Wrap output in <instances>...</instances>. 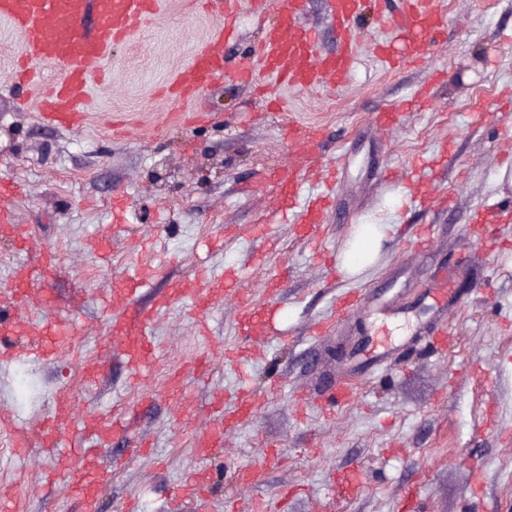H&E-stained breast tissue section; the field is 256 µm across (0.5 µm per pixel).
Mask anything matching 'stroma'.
<instances>
[{
  "instance_id": "stroma-1",
  "label": "stroma",
  "mask_w": 512,
  "mask_h": 512,
  "mask_svg": "<svg viewBox=\"0 0 512 512\" xmlns=\"http://www.w3.org/2000/svg\"><path fill=\"white\" fill-rule=\"evenodd\" d=\"M398 7L369 0L344 85L274 87L286 104L274 111L229 78L168 97L215 21L192 0H161L113 47L77 129L43 121L38 90L14 84L23 43L0 22V181L19 185L16 224L60 263L30 308L0 316L40 318L49 293L75 319L58 360L0 368V413L37 422L66 388L78 421L125 426L94 456L80 430L52 454L0 434L5 512H90L52 476L73 463L112 471L91 512H512V185L498 180L512 169V0H446L423 61L390 71L373 46L397 43L379 11ZM386 108L400 118L382 131L374 116ZM295 124L320 128L313 155L293 147ZM291 171L305 176L292 203L277 181ZM321 195L326 221L302 238L298 215ZM365 217L393 231L378 264L349 278L338 260ZM479 218L502 242L495 255L472 229ZM423 224L430 248L407 252L404 237ZM99 241L111 267L98 265ZM451 264L460 302L441 350L423 296ZM141 265L149 286L112 309L115 282ZM200 266L233 294L196 315L180 303L158 314L154 355L132 370L113 319L134 325ZM348 294L363 308L337 320ZM387 301L400 309L388 319L377 311ZM245 304L267 310L248 337L238 332ZM318 324L328 334L312 336ZM378 330L411 345L371 371L358 352ZM340 374L354 387L345 404L329 398ZM248 389L255 403L240 419ZM220 414L224 445L200 455Z\"/></svg>"
}]
</instances>
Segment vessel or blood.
I'll return each mask as SVG.
<instances>
[{
	"instance_id": "vessel-or-blood-1",
	"label": "vessel or blood",
	"mask_w": 512,
	"mask_h": 512,
	"mask_svg": "<svg viewBox=\"0 0 512 512\" xmlns=\"http://www.w3.org/2000/svg\"><path fill=\"white\" fill-rule=\"evenodd\" d=\"M206 3L217 24L174 84V93L181 98L193 97L200 88L222 76L262 89L271 83L298 89L333 86L343 80L358 50L355 22L360 0H328L329 16L343 41L339 52H320L315 31L300 25L305 0H284L264 40L247 54L236 57L228 55L226 44L235 33L232 20L238 0ZM159 6L160 0H0V20L9 22L24 42L22 61L13 73L14 82L30 84L41 65L61 66L62 79L41 97L38 110L48 123L67 128L81 126L90 103V84L99 66L113 46L127 41L138 25L156 14ZM90 11L95 12L97 21L94 30L87 34L82 24ZM445 18L442 0H411L410 10L399 20L404 48L397 56L382 54V63L389 67L399 57L409 60L423 56L444 26ZM11 217L10 200L0 195V234L13 237L16 249L25 251V239ZM454 279L451 270L432 279L427 290L432 307L444 311L456 303ZM224 289L223 282L208 277L194 287L176 289L173 298L188 301L193 309L199 310ZM71 322L69 313H56L49 323L38 328L39 343L24 350L0 321V362L22 357L41 360L55 355L54 344L68 335ZM72 423L71 400L60 395L53 415L39 426L42 440L59 445Z\"/></svg>"
}]
</instances>
